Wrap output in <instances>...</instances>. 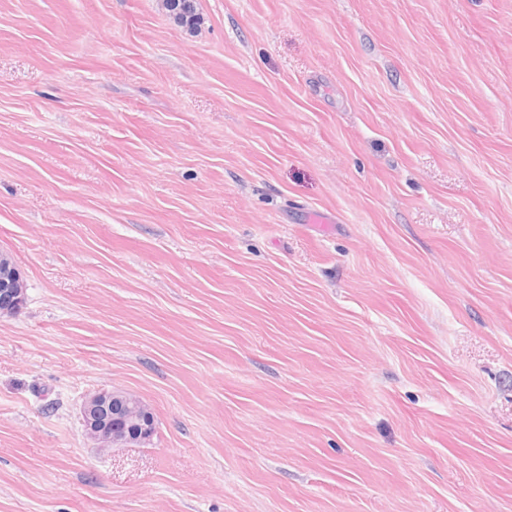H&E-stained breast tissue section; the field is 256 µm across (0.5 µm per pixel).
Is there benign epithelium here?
<instances>
[{
  "label": "benign epithelium",
  "mask_w": 512,
  "mask_h": 512,
  "mask_svg": "<svg viewBox=\"0 0 512 512\" xmlns=\"http://www.w3.org/2000/svg\"><path fill=\"white\" fill-rule=\"evenodd\" d=\"M24 289H0V315H15L22 309ZM80 413L85 434L104 452L151 442L156 432L151 407L124 389H97L84 394Z\"/></svg>",
  "instance_id": "1"
}]
</instances>
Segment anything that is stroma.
<instances>
[{"label":"stroma","instance_id":"stroma-1","mask_svg":"<svg viewBox=\"0 0 512 512\" xmlns=\"http://www.w3.org/2000/svg\"><path fill=\"white\" fill-rule=\"evenodd\" d=\"M197 7L0 0V512H512V0ZM164 6L178 26L192 31L200 24L196 0H164ZM80 413L86 436L104 452L150 443L156 432L151 407L124 389L101 388L87 392ZM124 413L132 416L133 422L129 426L120 423Z\"/></svg>","mask_w":512,"mask_h":512}]
</instances>
